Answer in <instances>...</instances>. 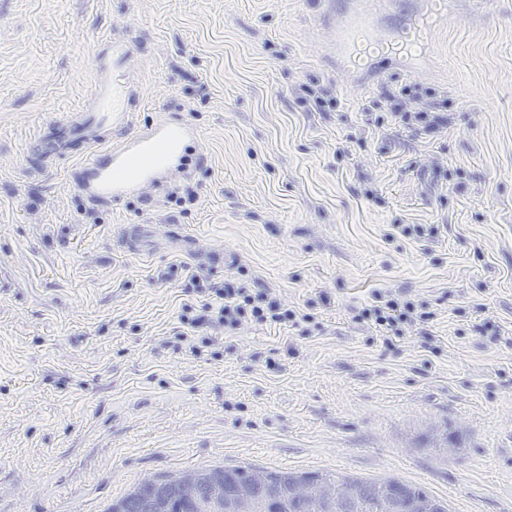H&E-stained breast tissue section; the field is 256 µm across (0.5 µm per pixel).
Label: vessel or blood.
Returning <instances> with one entry per match:
<instances>
[{
    "instance_id": "vessel-or-blood-1",
    "label": "vessel or blood",
    "mask_w": 512,
    "mask_h": 512,
    "mask_svg": "<svg viewBox=\"0 0 512 512\" xmlns=\"http://www.w3.org/2000/svg\"><path fill=\"white\" fill-rule=\"evenodd\" d=\"M447 21L448 0H429L425 12L387 44L376 39L369 10H351L336 26L344 42V65L355 69L369 59L418 52ZM134 53L131 40H96L95 83L85 112L46 123L39 139L17 159V167L42 173L55 168L60 159L74 160L73 185L88 205L103 207L132 198L150 201L153 191L174 174L205 165V154H185L186 144L198 136L190 120H163L131 129L130 114L138 106L140 89L125 69Z\"/></svg>"
}]
</instances>
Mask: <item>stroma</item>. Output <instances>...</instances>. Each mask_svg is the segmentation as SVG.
Returning a JSON list of instances; mask_svg holds the SVG:
<instances>
[{
	"instance_id": "stroma-1",
	"label": "stroma",
	"mask_w": 512,
	"mask_h": 512,
	"mask_svg": "<svg viewBox=\"0 0 512 512\" xmlns=\"http://www.w3.org/2000/svg\"><path fill=\"white\" fill-rule=\"evenodd\" d=\"M345 2L0 0V512H105L246 464L512 512V0H450L423 56L354 73L331 45ZM102 37L136 45L134 127L197 126L209 163L174 180L195 204L92 208L66 165L16 168L84 109ZM404 87L446 101L436 133L364 111ZM193 274L311 320L176 349ZM376 291L429 320L385 340L357 316Z\"/></svg>"
}]
</instances>
